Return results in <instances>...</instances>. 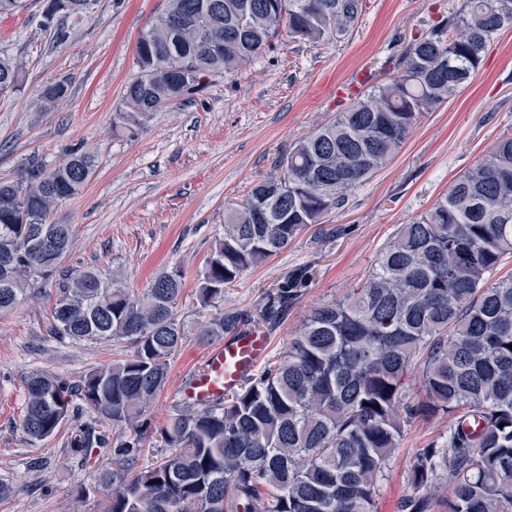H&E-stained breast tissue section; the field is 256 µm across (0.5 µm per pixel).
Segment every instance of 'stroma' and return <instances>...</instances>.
I'll use <instances>...</instances> for the list:
<instances>
[{
    "mask_svg": "<svg viewBox=\"0 0 512 512\" xmlns=\"http://www.w3.org/2000/svg\"><path fill=\"white\" fill-rule=\"evenodd\" d=\"M161 3L96 0L89 16L65 20L70 36L62 43L42 26L37 6L0 17V54L23 63L20 91L0 96V177L16 176L32 156L53 165L69 148L95 151L94 176L52 214L75 233L62 265L119 275L135 294L175 267L187 290H194L212 242L224 232L227 209L273 175L276 162L300 138L353 102L352 83L360 79L370 87L396 76L406 45L461 0H362L361 16L346 35L318 45L279 38L195 101L158 113L136 138L113 137L124 87L138 74V35ZM64 76L71 79L67 95L49 111H37L43 85ZM510 135L512 28L493 36L470 85L424 113L386 167L322 223L247 271L225 294V305L255 313L267 289L288 271L314 265L303 299L269 334L268 358L276 360L315 306L360 281L401 224L434 204ZM55 301L54 283H43L0 314V482L13 489L0 500V512H103L97 486L101 471L112 469L111 458L72 448L68 423L44 441L30 442L21 425L25 383L37 371L76 381L128 347L52 336ZM211 315L192 298L178 307L184 339L148 412L154 426L166 424L182 401V383L203 364L208 347L197 333ZM448 428L445 416L407 427L378 479L377 512H398L400 499L411 491L416 451L447 437ZM37 457L44 458V467H30Z\"/></svg>",
    "mask_w": 512,
    "mask_h": 512,
    "instance_id": "35a3bbf8",
    "label": "stroma"
}]
</instances>
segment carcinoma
<instances>
[{
	"label": "carcinoma",
	"instance_id": "carcinoma-1",
	"mask_svg": "<svg viewBox=\"0 0 512 512\" xmlns=\"http://www.w3.org/2000/svg\"><path fill=\"white\" fill-rule=\"evenodd\" d=\"M94 0H39L42 26L67 39L59 17L89 15ZM361 0H163L135 47L139 75L123 92L112 134L134 137L172 103L196 99L282 35L320 44L347 34ZM512 27V0H462L445 23L408 44L398 75L301 138L224 216L195 288L216 309L199 339L276 328L305 295L311 265L264 293L258 317L224 306L243 272L342 207L398 153L419 117L464 89L488 42ZM21 62L0 56V95L21 88ZM46 83L41 109L68 92ZM98 168L82 147L54 166L32 156L0 178V313L40 282L57 299L51 334L74 343L122 341L129 352L73 385L48 372L26 383L22 426L32 442L73 423L84 454L112 448L106 512H374L378 474L406 427L448 415V437L418 450L400 512H512V278L491 282L512 257V137L501 139L448 193L400 225L371 271L321 303L288 348L208 407H173L156 430L147 411L183 340L176 308L183 272L159 275L134 295L95 270L61 267L73 227L51 221ZM421 383L425 397L414 393ZM81 406L71 409L73 400ZM90 417L82 419L81 411ZM129 431L115 444L100 421ZM162 433L174 449L154 461L144 445Z\"/></svg>",
	"mask_w": 512,
	"mask_h": 512
}]
</instances>
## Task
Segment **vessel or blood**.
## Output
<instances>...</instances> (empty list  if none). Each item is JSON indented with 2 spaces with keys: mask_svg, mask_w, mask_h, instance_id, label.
I'll list each match as a JSON object with an SVG mask.
<instances>
[{
  "mask_svg": "<svg viewBox=\"0 0 512 512\" xmlns=\"http://www.w3.org/2000/svg\"><path fill=\"white\" fill-rule=\"evenodd\" d=\"M269 346L268 336L258 332L226 337L209 350L204 369L192 372L184 381L183 397L199 406L214 403L225 390L256 370L267 356Z\"/></svg>",
  "mask_w": 512,
  "mask_h": 512,
  "instance_id": "1",
  "label": "vessel or blood"
}]
</instances>
